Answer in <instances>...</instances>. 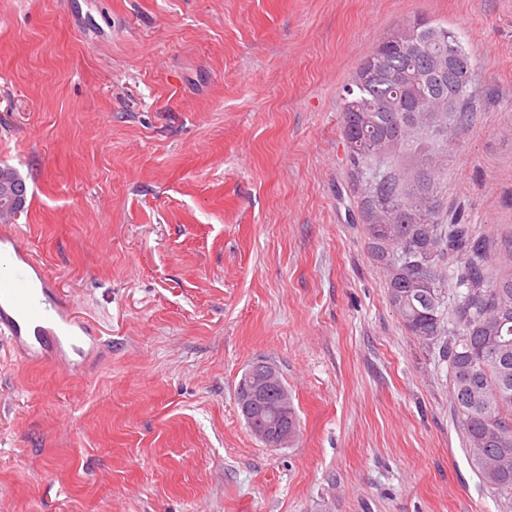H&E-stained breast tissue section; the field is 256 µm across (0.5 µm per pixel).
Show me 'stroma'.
I'll return each mask as SVG.
<instances>
[{
	"label": "stroma",
	"instance_id": "1",
	"mask_svg": "<svg viewBox=\"0 0 512 512\" xmlns=\"http://www.w3.org/2000/svg\"><path fill=\"white\" fill-rule=\"evenodd\" d=\"M457 33L475 119L443 191L512 238V0H0L17 233L97 335L81 365L0 337V512H512L448 365L369 258L339 95L396 25ZM279 369L299 437L235 401ZM10 169L12 173L14 174L15 178L20 181L24 182L22 178L17 174V172L10 168V167H3ZM1 180L4 181L8 186L10 187V193L7 196L8 200V209L15 210V211H21L22 207L25 203V198L27 196V187L24 183L16 186L14 184L15 180L12 178L11 174H9L7 171H3L1 174Z\"/></svg>",
	"mask_w": 512,
	"mask_h": 512
}]
</instances>
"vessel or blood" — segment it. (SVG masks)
Instances as JSON below:
<instances>
[{
  "instance_id": "1",
  "label": "vessel or blood",
  "mask_w": 512,
  "mask_h": 512,
  "mask_svg": "<svg viewBox=\"0 0 512 512\" xmlns=\"http://www.w3.org/2000/svg\"><path fill=\"white\" fill-rule=\"evenodd\" d=\"M77 306L55 286L18 235L0 236V335L28 361L85 355L89 332Z\"/></svg>"
}]
</instances>
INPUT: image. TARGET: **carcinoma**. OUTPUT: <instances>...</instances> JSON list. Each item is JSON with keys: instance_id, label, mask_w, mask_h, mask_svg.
Returning a JSON list of instances; mask_svg holds the SVG:
<instances>
[{"instance_id": "1", "label": "carcinoma", "mask_w": 512, "mask_h": 512, "mask_svg": "<svg viewBox=\"0 0 512 512\" xmlns=\"http://www.w3.org/2000/svg\"><path fill=\"white\" fill-rule=\"evenodd\" d=\"M450 44L461 45L454 31L423 18L390 30L343 89L342 137L389 303L412 335L439 348L467 457L512 500V250L491 251L443 198L448 147L473 120L471 62L446 73L427 66ZM451 276L464 292L448 311ZM260 419L270 431L288 422L295 443L296 412L283 418L276 396Z\"/></svg>"}]
</instances>
